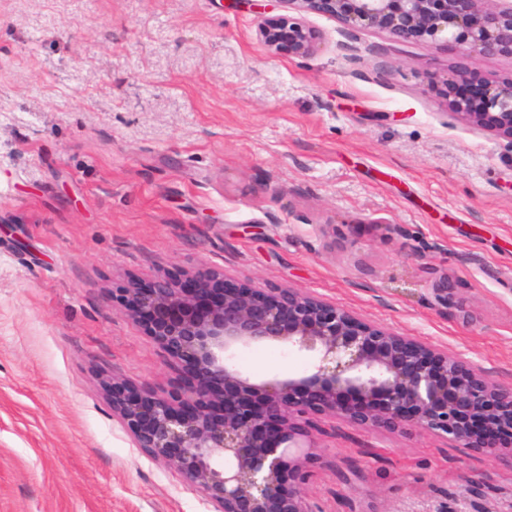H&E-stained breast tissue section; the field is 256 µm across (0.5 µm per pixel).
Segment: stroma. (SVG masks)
<instances>
[{
	"instance_id": "obj_1",
	"label": "stroma",
	"mask_w": 512,
	"mask_h": 512,
	"mask_svg": "<svg viewBox=\"0 0 512 512\" xmlns=\"http://www.w3.org/2000/svg\"><path fill=\"white\" fill-rule=\"evenodd\" d=\"M307 21L298 57L246 0H0V512H211L105 387L179 380L120 301L158 276L299 288L512 384V147L431 86L512 59ZM310 429L313 512H512V469L446 437ZM261 14L259 37L266 49L272 54L288 53L294 56L311 54L322 42V34L310 26L302 16H266L262 4L252 3ZM263 7V8H262Z\"/></svg>"
}]
</instances>
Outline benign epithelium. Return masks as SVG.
Masks as SVG:
<instances>
[{
	"label": "benign epithelium",
	"instance_id": "7a95c632",
	"mask_svg": "<svg viewBox=\"0 0 512 512\" xmlns=\"http://www.w3.org/2000/svg\"><path fill=\"white\" fill-rule=\"evenodd\" d=\"M327 15L347 38L377 30L402 41L512 59V0H281ZM272 54H311L322 34L303 17L261 16ZM446 80L449 114L512 145V79L460 99ZM185 286L164 278L123 289L135 320L179 369L172 389L112 383V412L136 447L172 466L213 512H311L306 464L320 445L302 423L327 415L379 434L437 433L512 468V384L492 380L449 352L360 320L297 288H226L224 274L198 272ZM281 343L311 360V374L256 382L235 363L244 348Z\"/></svg>",
	"mask_w": 512,
	"mask_h": 512
}]
</instances>
